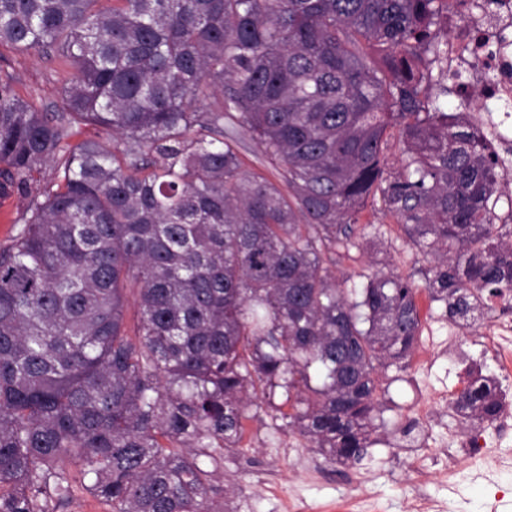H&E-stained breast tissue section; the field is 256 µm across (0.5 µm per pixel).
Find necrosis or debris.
<instances>
[{
  "mask_svg": "<svg viewBox=\"0 0 512 512\" xmlns=\"http://www.w3.org/2000/svg\"><path fill=\"white\" fill-rule=\"evenodd\" d=\"M448 73L465 79L467 95L480 104L465 113L499 155L512 166V0H491L482 9L452 0L448 8ZM483 349L494 363L499 414L492 423L500 440L512 436V312L486 317L481 331Z\"/></svg>",
  "mask_w": 512,
  "mask_h": 512,
  "instance_id": "obj_1",
  "label": "necrosis or debris"
}]
</instances>
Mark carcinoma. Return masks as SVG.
I'll list each match as a JSON object with an SVG mask.
<instances>
[{
  "mask_svg": "<svg viewBox=\"0 0 512 512\" xmlns=\"http://www.w3.org/2000/svg\"><path fill=\"white\" fill-rule=\"evenodd\" d=\"M101 2L0 0V44L71 67L59 112L0 73V193L61 161L0 247V512H56L68 460L112 512H224L199 457L238 446L278 391L314 447L361 459L378 371L421 323L387 266L359 289L330 273L367 200L431 259L451 320L512 293L505 174L441 109L448 86L428 93L448 0ZM75 124L112 145L70 143ZM243 135L281 185L243 168ZM454 406L494 417L491 380Z\"/></svg>",
  "mask_w": 512,
  "mask_h": 512,
  "instance_id": "obj_1",
  "label": "carcinoma"
}]
</instances>
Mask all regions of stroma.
<instances>
[{
    "label": "stroma",
    "mask_w": 512,
    "mask_h": 512,
    "mask_svg": "<svg viewBox=\"0 0 512 512\" xmlns=\"http://www.w3.org/2000/svg\"><path fill=\"white\" fill-rule=\"evenodd\" d=\"M0 71L12 75L17 94L45 112L59 111L65 73L55 55L22 52L0 44ZM30 187L0 194V246L10 239L16 221L33 193L48 188L53 169L34 173ZM373 244L339 252L334 272L347 287H360L374 272L375 261L390 263L419 286V348L430 354L425 367L408 359L405 369L381 374L382 412L373 444L357 462L332 460L313 448L307 437L289 427L279 412L281 398L257 401L237 448L225 449L217 469L223 474L229 512H410L415 496L430 503L428 512H512V447L472 462L460 451L449 466L446 446L469 422L457 414L444 394L467 384L469 369L448 358V346L461 326L449 319L444 303L432 301L425 288L431 263L405 236L391 215L366 204L359 214ZM433 405L429 445L409 448L405 430L419 404Z\"/></svg>",
    "instance_id": "1"
}]
</instances>
